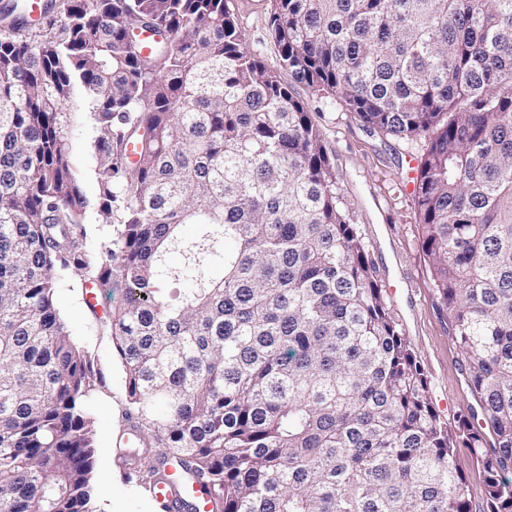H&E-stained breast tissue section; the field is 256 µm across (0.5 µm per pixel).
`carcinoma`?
I'll return each instance as SVG.
<instances>
[{
    "mask_svg": "<svg viewBox=\"0 0 512 512\" xmlns=\"http://www.w3.org/2000/svg\"><path fill=\"white\" fill-rule=\"evenodd\" d=\"M63 11L0 31V512H99L101 376L58 316L63 272L112 291L120 459L151 495L176 466L216 512H469L466 448L486 512H512V0H270L272 67L226 0ZM283 71L381 132H434L414 194L471 418L431 404ZM95 135L88 112H80L70 132L72 162L78 176L80 189L90 202L84 224L92 235L98 237L103 234V232L100 234L98 229L103 227L105 233L107 226L99 224V217L93 205L97 196V183L94 176L95 158L90 145ZM456 464L466 477V494L471 512H486L484 478L475 457L466 448H462L457 456Z\"/></svg>",
    "mask_w": 512,
    "mask_h": 512,
    "instance_id": "carcinoma-1",
    "label": "carcinoma"
}]
</instances>
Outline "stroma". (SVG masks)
I'll use <instances>...</instances> for the list:
<instances>
[{"instance_id":"obj_1","label":"stroma","mask_w":512,"mask_h":512,"mask_svg":"<svg viewBox=\"0 0 512 512\" xmlns=\"http://www.w3.org/2000/svg\"><path fill=\"white\" fill-rule=\"evenodd\" d=\"M227 6L248 44L261 51L268 65H275L276 49L267 27L270 0H227ZM283 80L304 100L324 138L350 217L369 250L380 285L388 291L390 313L427 376L433 407L442 419L456 423L477 409L479 397L467 384L461 352L422 249L413 190L427 138L406 140L370 129L344 108L328 106L291 75ZM94 137L88 113H79L70 132L72 162L80 189L91 201L97 196ZM58 308L76 343L95 358L106 379L94 398L97 506L100 512H156L151 498L125 480L117 462L118 414L126 395L123 367L112 351L111 336L98 328L87 308L76 276L63 275Z\"/></svg>"}]
</instances>
